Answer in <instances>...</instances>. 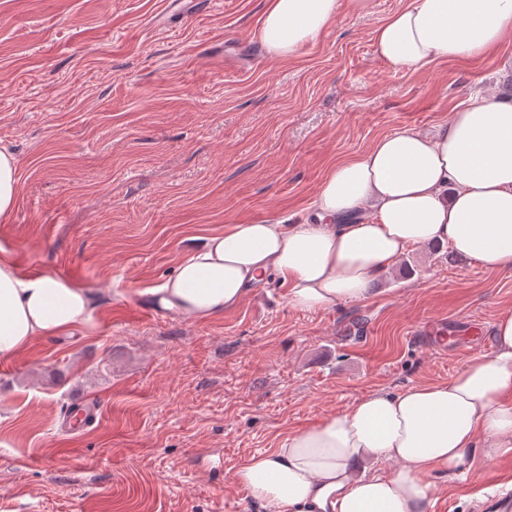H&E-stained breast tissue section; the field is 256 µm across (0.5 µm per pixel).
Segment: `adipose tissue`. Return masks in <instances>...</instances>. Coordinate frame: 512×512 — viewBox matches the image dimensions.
Segmentation results:
<instances>
[{
	"instance_id": "1",
	"label": "adipose tissue",
	"mask_w": 512,
	"mask_h": 512,
	"mask_svg": "<svg viewBox=\"0 0 512 512\" xmlns=\"http://www.w3.org/2000/svg\"><path fill=\"white\" fill-rule=\"evenodd\" d=\"M338 0H267L261 40L286 59L327 28ZM512 41V0H405L374 31L391 66L484 57ZM309 224H234L210 235L150 294L185 319L235 308L269 274L291 305L362 300L410 249L448 245L512 270V101L471 97L432 130L406 128L336 165ZM91 293L0 260V358L38 337L72 336L92 319ZM493 352L444 383L373 393L251 456L235 474L255 512H428L435 479L476 451L512 453V315Z\"/></svg>"
}]
</instances>
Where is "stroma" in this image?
Masks as SVG:
<instances>
[{
    "label": "stroma",
    "mask_w": 512,
    "mask_h": 512,
    "mask_svg": "<svg viewBox=\"0 0 512 512\" xmlns=\"http://www.w3.org/2000/svg\"><path fill=\"white\" fill-rule=\"evenodd\" d=\"M0 0V149L19 194L0 257L88 288L90 326L0 359V512H253L251 456L373 392L450 380L491 353L512 271L409 250L363 300L289 302L278 276L219 317L148 295L231 224H300L329 168L380 137L447 122L468 96L512 100V44L394 68L374 30L401 0H339L334 22L270 59L266 0ZM81 394L99 423L72 428ZM512 455L478 453L431 512H484Z\"/></svg>",
    "instance_id": "1"
}]
</instances>
